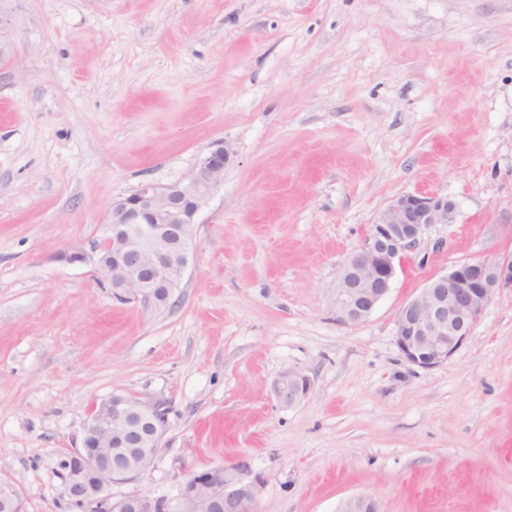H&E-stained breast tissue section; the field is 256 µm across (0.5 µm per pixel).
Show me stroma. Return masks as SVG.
Wrapping results in <instances>:
<instances>
[{"instance_id": "1", "label": "stroma", "mask_w": 512, "mask_h": 512, "mask_svg": "<svg viewBox=\"0 0 512 512\" xmlns=\"http://www.w3.org/2000/svg\"><path fill=\"white\" fill-rule=\"evenodd\" d=\"M0 479L64 512L90 406L169 410L117 493L176 498L247 460L258 512H512V288L440 366L395 344L402 304L512 253V0H0ZM235 155L199 213L177 300L113 301L92 252L113 200ZM455 205L365 321L336 271L408 193ZM311 381L281 406L277 376Z\"/></svg>"}]
</instances>
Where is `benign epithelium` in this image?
<instances>
[{
    "label": "benign epithelium",
    "mask_w": 512,
    "mask_h": 512,
    "mask_svg": "<svg viewBox=\"0 0 512 512\" xmlns=\"http://www.w3.org/2000/svg\"><path fill=\"white\" fill-rule=\"evenodd\" d=\"M233 156L231 145L222 143L179 181L166 186L141 183L112 202L95 257L73 249L57 258L69 265L92 263L119 303L136 302L152 311L167 308L193 259L197 216L224 182ZM454 210L448 198L427 193L403 195L383 209L363 245L336 273L334 303L340 321L356 324L368 318L425 229L452 223ZM505 286L512 287V254L459 264L429 279L399 309L395 343L402 357L422 369L447 362ZM310 388L308 377L286 370L274 382L273 393L290 407L304 401ZM167 425L161 405L137 397L114 394L92 404L76 447L67 455L62 497L80 512H257L264 480L245 460L190 473L174 500L114 494V486L149 471ZM0 509L23 512L20 495L8 482H0ZM340 512L378 510L374 501L358 497L346 500Z\"/></svg>",
    "instance_id": "obj_1"
}]
</instances>
